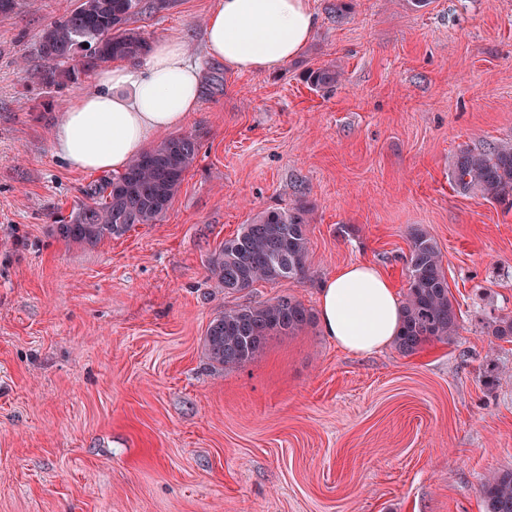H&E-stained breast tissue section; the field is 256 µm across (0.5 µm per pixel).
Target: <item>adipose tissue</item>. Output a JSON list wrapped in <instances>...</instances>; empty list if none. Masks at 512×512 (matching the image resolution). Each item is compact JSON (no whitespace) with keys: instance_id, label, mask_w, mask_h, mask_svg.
<instances>
[{"instance_id":"ef3b65f1","label":"adipose tissue","mask_w":512,"mask_h":512,"mask_svg":"<svg viewBox=\"0 0 512 512\" xmlns=\"http://www.w3.org/2000/svg\"><path fill=\"white\" fill-rule=\"evenodd\" d=\"M316 27L311 0H216L203 23L204 52L227 69L266 74L298 57ZM201 92L202 71L187 40L168 35L139 63H113L74 94L54 125L51 149L75 170L123 171L152 140L183 129ZM319 310L326 336L356 354L380 350L401 328L396 291L368 263L327 278Z\"/></svg>"}]
</instances>
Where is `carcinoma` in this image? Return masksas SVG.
I'll list each match as a JSON object with an SVG mask.
<instances>
[{"label":"carcinoma","mask_w":512,"mask_h":512,"mask_svg":"<svg viewBox=\"0 0 512 512\" xmlns=\"http://www.w3.org/2000/svg\"><path fill=\"white\" fill-rule=\"evenodd\" d=\"M141 0H77L43 30L39 54L47 62L40 79L62 87L114 60L133 59L150 46L129 27L141 12ZM327 68L309 72L316 88L338 81ZM200 147L198 137L185 133L171 137L136 158L122 173L106 174L84 190L87 202L73 210L68 221L55 225L68 241L93 245L118 239L137 224H154L167 212ZM452 179L464 192L512 207V144L486 153L464 148L455 155ZM310 209L296 206L264 211L238 233L224 240L209 258L210 271L225 290L238 292L257 282L288 281L301 277L308 255ZM408 288L403 300V321L396 349L414 354L431 341L446 342L458 334V310L448 288L443 255L425 230L417 231L407 259ZM313 313L291 296L256 306L226 308L214 317L204 343L211 361L238 368L255 359L268 337L293 335L312 324ZM487 333L512 338V317L501 316ZM480 494L484 512H512V470L483 480Z\"/></svg>","instance_id":"1"}]
</instances>
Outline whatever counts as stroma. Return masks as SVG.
Listing matches in <instances>:
<instances>
[{"mask_svg": "<svg viewBox=\"0 0 512 512\" xmlns=\"http://www.w3.org/2000/svg\"><path fill=\"white\" fill-rule=\"evenodd\" d=\"M74 0L0 13V512H484L512 469V211L451 178L512 143V0H312L313 41L265 74L206 59L214 0H154L130 25L180 32L204 72L197 158L169 210L89 246L54 226L93 174L51 150L76 90L42 83L39 36ZM342 72L317 89L306 75ZM312 211L298 279L224 291L208 258L266 210ZM443 254L457 336L404 356L344 351L319 324L211 362L224 309L356 262L406 293L415 230ZM480 494L484 512H512V470H502L483 480Z\"/></svg>", "mask_w": 512, "mask_h": 512, "instance_id": "1", "label": "stroma"}]
</instances>
